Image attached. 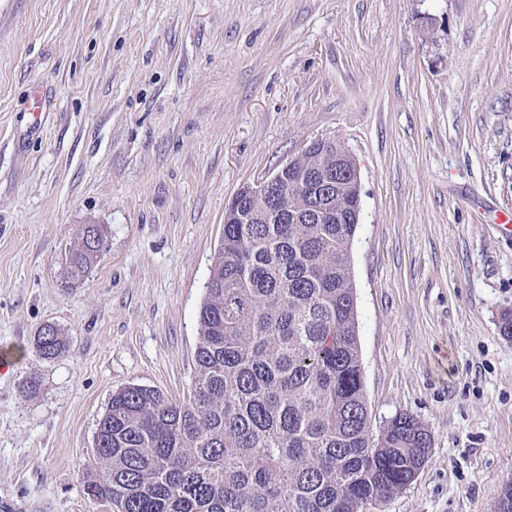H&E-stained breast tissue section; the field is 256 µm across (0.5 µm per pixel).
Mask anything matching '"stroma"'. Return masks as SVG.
Here are the masks:
<instances>
[{
	"label": "stroma",
	"instance_id": "obj_1",
	"mask_svg": "<svg viewBox=\"0 0 512 512\" xmlns=\"http://www.w3.org/2000/svg\"><path fill=\"white\" fill-rule=\"evenodd\" d=\"M318 138L360 172L371 431L408 413L431 434L373 512H494L512 241L487 213L512 208V0H0V512H113L84 492L113 392L186 396L225 211ZM86 224L104 248L75 279ZM46 324L67 343L52 360ZM36 344L41 355L46 359H55L65 351L64 343L55 326H50L48 333L45 332V327H42L36 338Z\"/></svg>",
	"mask_w": 512,
	"mask_h": 512
}]
</instances>
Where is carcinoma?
Listing matches in <instances>:
<instances>
[{
  "label": "carcinoma",
  "mask_w": 512,
  "mask_h": 512,
  "mask_svg": "<svg viewBox=\"0 0 512 512\" xmlns=\"http://www.w3.org/2000/svg\"><path fill=\"white\" fill-rule=\"evenodd\" d=\"M340 152L320 143L305 159L332 171L318 197L236 200L249 220L224 224L193 385L180 401L139 385L112 394L88 496L118 512H364L414 481L425 426L402 413L370 432L352 275L360 196ZM102 245L85 225L71 275ZM36 344L46 359L65 351L54 326Z\"/></svg>",
  "instance_id": "carcinoma-1"
}]
</instances>
